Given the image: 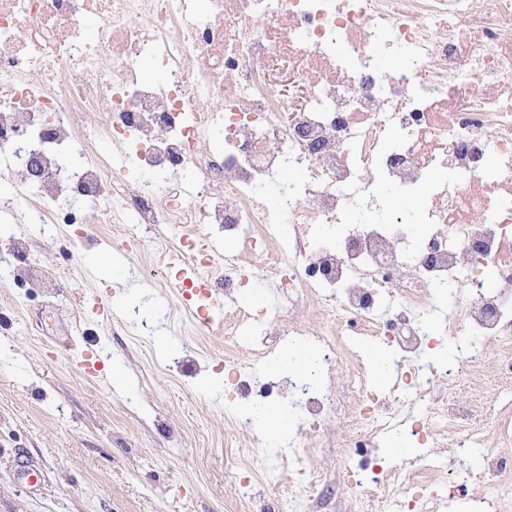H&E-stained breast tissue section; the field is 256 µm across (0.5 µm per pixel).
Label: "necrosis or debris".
Masks as SVG:
<instances>
[{
    "mask_svg": "<svg viewBox=\"0 0 512 512\" xmlns=\"http://www.w3.org/2000/svg\"><path fill=\"white\" fill-rule=\"evenodd\" d=\"M276 64L298 96L274 89ZM288 169L298 179L269 198ZM20 213L44 235L92 220L151 239L167 271L193 276L184 307L206 324L223 310L225 346L246 338L254 362L269 359V329L307 343L321 387L287 392L228 358L225 404L290 395L309 434L341 427L365 451L347 468L351 512H441L433 463L378 453L405 424L425 440L465 434L493 478L474 502L512 505V412L480 387L462 405L433 384L479 372L512 383V0H0V223ZM201 224L241 247L223 277ZM263 280L286 300L287 326L248 304ZM443 287L448 316L430 334L421 320ZM362 338L397 356L388 389L361 371ZM444 338L459 357L437 367L425 353ZM415 403L427 415L403 422ZM262 445L243 443L235 480L248 489L288 470L294 512H312L313 457Z\"/></svg>",
    "mask_w": 512,
    "mask_h": 512,
    "instance_id": "obj_1",
    "label": "necrosis or debris"
}]
</instances>
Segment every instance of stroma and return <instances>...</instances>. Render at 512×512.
<instances>
[{
	"mask_svg": "<svg viewBox=\"0 0 512 512\" xmlns=\"http://www.w3.org/2000/svg\"><path fill=\"white\" fill-rule=\"evenodd\" d=\"M67 233L63 224L44 238L19 220L0 234V251L24 246L41 265L34 278L0 273V512H227L241 495L227 443L265 426L260 412L240 425L224 414L223 336L199 324L183 334L175 290L139 286V272L159 267L152 243L133 246L89 224L74 248ZM106 293L108 315L90 303ZM147 323L156 327L148 336ZM89 345L104 380L84 372ZM288 437L314 446L323 512H345V439L333 427L308 439L293 416L269 434L274 444ZM436 452L467 457L444 512H470L479 450L454 438Z\"/></svg>",
	"mask_w": 512,
	"mask_h": 512,
	"instance_id": "1",
	"label": "stroma"
}]
</instances>
